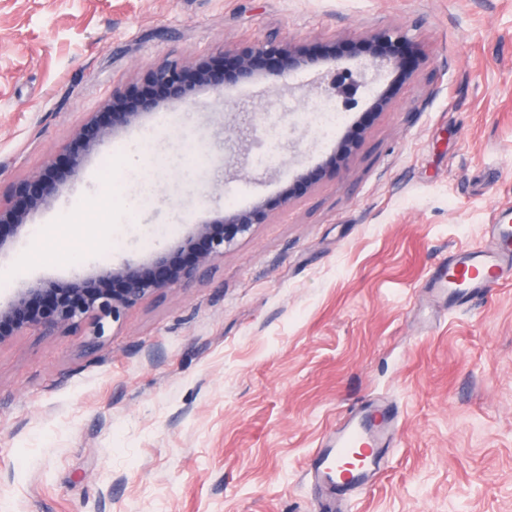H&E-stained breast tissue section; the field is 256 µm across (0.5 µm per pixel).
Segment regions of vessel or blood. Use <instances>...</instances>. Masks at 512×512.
Segmentation results:
<instances>
[{"label": "vessel or blood", "instance_id": "b4317fda", "mask_svg": "<svg viewBox=\"0 0 512 512\" xmlns=\"http://www.w3.org/2000/svg\"><path fill=\"white\" fill-rule=\"evenodd\" d=\"M512 279V212L489 225L486 246L444 257L426 285L447 297L449 307L468 304L502 280ZM399 416L390 400L378 398L350 412L330 431L310 458L307 475L324 496L321 512H333L336 499L353 500L382 468L381 450L396 431Z\"/></svg>", "mask_w": 512, "mask_h": 512}]
</instances>
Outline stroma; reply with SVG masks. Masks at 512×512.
Wrapping results in <instances>:
<instances>
[{
    "label": "stroma",
    "instance_id": "obj_1",
    "mask_svg": "<svg viewBox=\"0 0 512 512\" xmlns=\"http://www.w3.org/2000/svg\"><path fill=\"white\" fill-rule=\"evenodd\" d=\"M385 28L423 62L369 73L363 146L301 198L276 204L336 150L295 122L318 79L260 73L118 132L33 214L43 243L0 255V282L63 281L174 248L228 195L275 206L98 347L83 328L0 346V512H319L309 457L373 397L399 408V452L337 512H512V282L456 311L425 286L512 210V0H0V195L163 62L269 38L345 57Z\"/></svg>",
    "mask_w": 512,
    "mask_h": 512
}]
</instances>
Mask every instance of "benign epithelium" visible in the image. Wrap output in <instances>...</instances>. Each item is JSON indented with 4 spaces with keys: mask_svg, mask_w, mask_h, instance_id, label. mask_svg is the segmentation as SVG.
Segmentation results:
<instances>
[{
    "mask_svg": "<svg viewBox=\"0 0 512 512\" xmlns=\"http://www.w3.org/2000/svg\"><path fill=\"white\" fill-rule=\"evenodd\" d=\"M398 49L419 60L400 31L380 29L358 39L350 54L351 65L338 62L329 70L324 69L321 57L274 39L226 48L219 62L202 61L191 68L168 63L151 70L143 85L115 91L103 111L93 112L85 119L66 145L64 163L50 161L41 173L10 186L8 197L0 200V253L12 238L29 231L35 211L50 204L79 178L89 154L105 146L118 130L160 111L163 104L189 103L192 85L222 91L229 85L249 84L255 79L259 64L272 81L307 70L317 73L323 93L336 98L348 111L357 103L367 70H378L386 64L401 66ZM366 130L363 123L351 127L322 167L283 189L280 205L290 204L323 179L336 175L361 148ZM271 211L272 207L264 202L231 209L217 221L192 225L188 235L169 251L157 252L143 261L110 262L90 272L79 271L65 283L21 281L11 293L0 297V345L23 332L47 336L81 327L98 340L126 310L167 288L195 279L224 258V253L249 235L255 225L267 223Z\"/></svg>",
    "mask_w": 512,
    "mask_h": 512,
    "instance_id": "benign-epithelium-1",
    "label": "benign epithelium"
}]
</instances>
